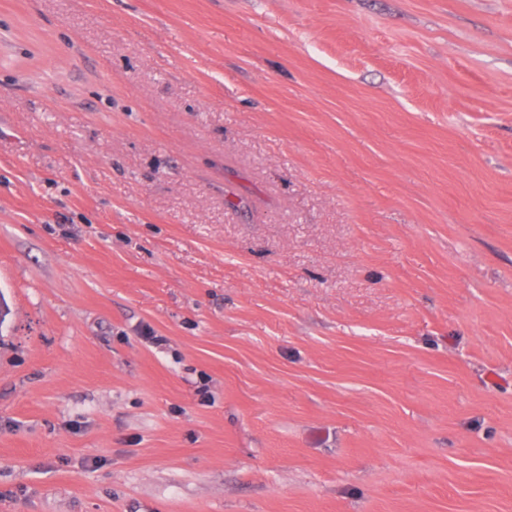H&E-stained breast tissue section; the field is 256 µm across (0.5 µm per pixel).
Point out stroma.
Listing matches in <instances>:
<instances>
[{"label": "stroma", "instance_id": "obj_1", "mask_svg": "<svg viewBox=\"0 0 512 512\" xmlns=\"http://www.w3.org/2000/svg\"><path fill=\"white\" fill-rule=\"evenodd\" d=\"M0 512H512V0H0Z\"/></svg>", "mask_w": 512, "mask_h": 512}]
</instances>
